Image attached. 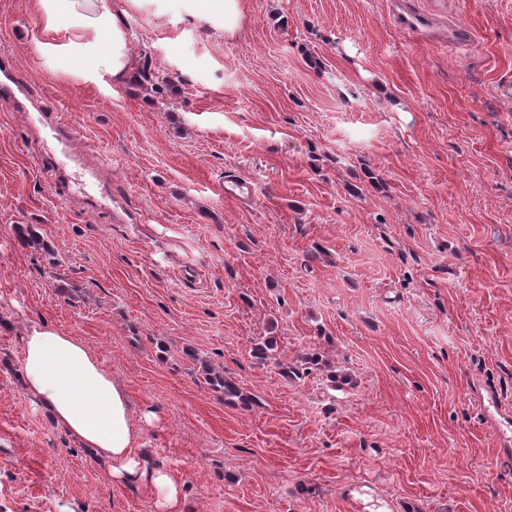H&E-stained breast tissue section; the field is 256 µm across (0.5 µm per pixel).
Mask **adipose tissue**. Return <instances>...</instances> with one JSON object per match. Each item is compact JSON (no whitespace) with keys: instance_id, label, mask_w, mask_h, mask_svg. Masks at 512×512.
I'll list each match as a JSON object with an SVG mask.
<instances>
[{"instance_id":"obj_1","label":"adipose tissue","mask_w":512,"mask_h":512,"mask_svg":"<svg viewBox=\"0 0 512 512\" xmlns=\"http://www.w3.org/2000/svg\"><path fill=\"white\" fill-rule=\"evenodd\" d=\"M185 12L205 30L231 35L243 17V0H183ZM42 23L36 52L68 50L84 78L110 76L123 83L138 70L127 49L126 18L162 12L164 0H33ZM67 25H60V18ZM109 47H102V40ZM19 378L50 422L103 463L116 482L162 491V512H175L178 488L170 475L141 453L124 387L79 338L35 325L23 339Z\"/></svg>"}]
</instances>
